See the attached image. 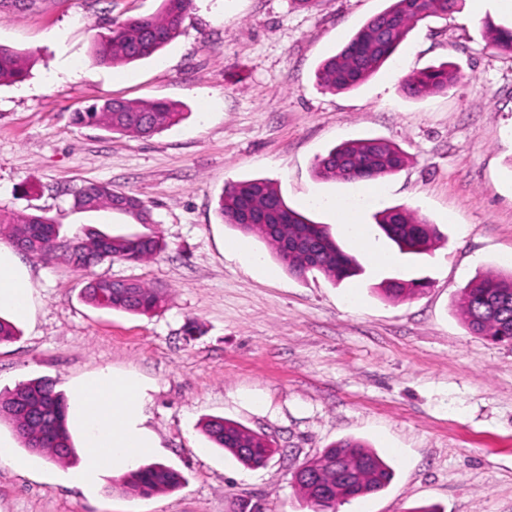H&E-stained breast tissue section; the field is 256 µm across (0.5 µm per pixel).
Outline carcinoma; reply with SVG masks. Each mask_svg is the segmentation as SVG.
Here are the masks:
<instances>
[{
    "mask_svg": "<svg viewBox=\"0 0 512 512\" xmlns=\"http://www.w3.org/2000/svg\"><path fill=\"white\" fill-rule=\"evenodd\" d=\"M461 0H392L389 7L369 18L336 54L316 71L317 85L328 92L358 87L374 75L396 52L414 24L429 17L455 12ZM193 0H162L157 15L129 18L99 35L93 49L101 65H125L152 57L181 34L185 15ZM491 45L512 55V26L490 27ZM26 59L0 45V84L26 77ZM458 81V71L446 62L429 66L410 76L406 92L414 97L445 92ZM184 117L180 105L164 101L107 99L85 112L74 113L78 125L103 127L129 137L150 136L178 124ZM404 153L376 138L350 140L331 149L315 165L317 177L345 182L375 180L398 172ZM145 205L133 195L109 185L88 183L73 194V208L120 209V203ZM226 224L246 234H256L273 249L277 259L294 276L317 271L335 282L356 276L360 267L354 257L337 244L324 224H317L288 207L281 193L265 179L229 185L218 201ZM379 228L405 254H423L433 246L435 229L402 207H386L376 213ZM41 260L64 257L71 267L87 270L106 259L143 262L162 250L156 236H108L96 233L61 234V225L44 215L0 210V235ZM423 279H390L383 292L406 299L423 291ZM86 301L96 307L135 314H149L164 304V298L140 282L93 279L84 288ZM461 304L469 329L494 342L512 343V276L491 273L471 280L462 290ZM0 420L13 425L27 447L38 441L52 460L63 463L73 456L67 426V404L46 378L19 385L0 396ZM202 430L219 448L254 468L273 453L265 436L253 433L222 417L205 421ZM307 475L296 483L312 512H336V504L378 493L393 480L394 470L373 450L346 439L306 462ZM183 476L163 464H148L127 472L122 487L133 495L150 496L178 487Z\"/></svg>",
    "mask_w": 512,
    "mask_h": 512,
    "instance_id": "carcinoma-1",
    "label": "carcinoma"
}]
</instances>
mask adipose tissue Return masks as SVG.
<instances>
[{"mask_svg":"<svg viewBox=\"0 0 512 512\" xmlns=\"http://www.w3.org/2000/svg\"><path fill=\"white\" fill-rule=\"evenodd\" d=\"M16 320L33 313L32 285L11 247L0 244V310ZM69 412L82 429L81 462L69 475L71 484L91 486L100 474L124 473L152 456L158 441L145 425L149 400L135 376L103 369L69 390Z\"/></svg>","mask_w":512,"mask_h":512,"instance_id":"ef3b65f1","label":"adipose tissue"}]
</instances>
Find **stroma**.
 Listing matches in <instances>:
<instances>
[{
  "label": "stroma",
  "instance_id": "1",
  "mask_svg": "<svg viewBox=\"0 0 512 512\" xmlns=\"http://www.w3.org/2000/svg\"><path fill=\"white\" fill-rule=\"evenodd\" d=\"M389 0H193L178 39L125 66L93 62L112 22L151 15L162 0H34L0 8V45L29 58L25 80L0 85V209L54 218L62 234H156L164 250L142 263L107 260L90 272L27 254L34 312L0 344V394L47 378L59 393L108 368L145 384L152 460L179 471L178 488L125 493L103 475L70 485L69 464L22 446L0 422L18 468L0 461V512H309L292 474L335 442H364L394 469L384 490L336 512H512V344L472 333L461 291L475 276L512 273V56L488 45V23L463 0L408 33L392 59L356 89L316 83L319 64ZM442 62L462 78L421 98L414 73ZM106 98L170 100L186 116L145 138L73 124ZM378 138L406 163L379 180V206H402L434 225L424 255L373 240L393 264L377 268L337 224L331 202L357 184L321 180L317 160L341 142ZM266 179L286 203L327 225L363 275L334 282L291 275L268 244L222 223L229 184ZM87 182L143 199L151 221L117 210L77 211L69 192ZM320 197L315 206L311 197ZM258 255L247 264L242 252ZM162 291L159 310L136 315L87 303L89 278ZM422 278L395 300L384 279ZM194 335H186L188 325ZM221 416L272 441L247 468L213 447L202 422Z\"/></svg>",
  "mask_w": 512,
  "mask_h": 512
}]
</instances>
